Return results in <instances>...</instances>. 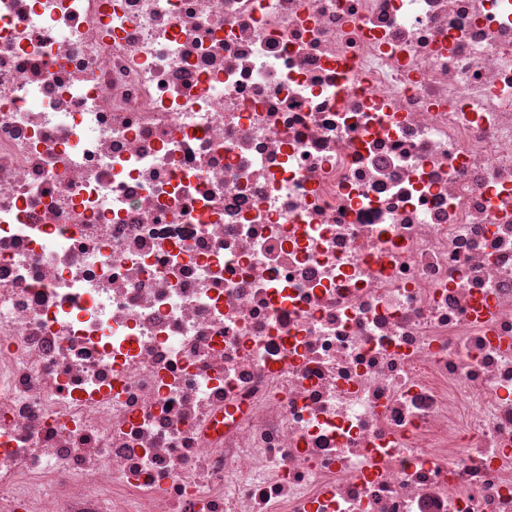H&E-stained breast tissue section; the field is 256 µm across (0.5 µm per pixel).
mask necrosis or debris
<instances>
[{
	"instance_id": "4bbe7bcc",
	"label": "necrosis or debris",
	"mask_w": 512,
	"mask_h": 512,
	"mask_svg": "<svg viewBox=\"0 0 512 512\" xmlns=\"http://www.w3.org/2000/svg\"><path fill=\"white\" fill-rule=\"evenodd\" d=\"M0 512H512V0H0Z\"/></svg>"
}]
</instances>
